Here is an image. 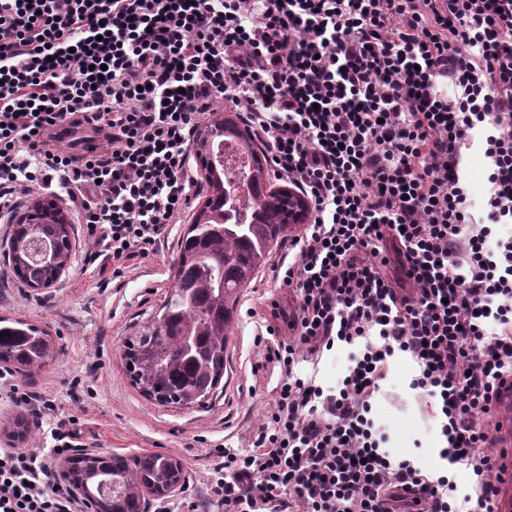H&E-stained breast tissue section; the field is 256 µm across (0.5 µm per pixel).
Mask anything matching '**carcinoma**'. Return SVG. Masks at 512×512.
Segmentation results:
<instances>
[{"label":"carcinoma","instance_id":"obj_1","mask_svg":"<svg viewBox=\"0 0 512 512\" xmlns=\"http://www.w3.org/2000/svg\"><path fill=\"white\" fill-rule=\"evenodd\" d=\"M236 144L247 158L242 195L230 175L213 165L214 150ZM196 162L207 190L195 209L173 262L171 285L156 317L125 338L122 360L132 385L161 405L200 406L224 374V353L240 290L268 264L275 247L299 225L289 222L288 188L273 184L267 155L237 113L214 109L196 130ZM36 223L12 225L8 263L30 288L55 283L71 260V224L55 205ZM0 364L38 369L53 354L45 331L25 320L0 317ZM72 479L98 512H142L145 496L182 480L174 455L86 456L68 460Z\"/></svg>","mask_w":512,"mask_h":512}]
</instances>
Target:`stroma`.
I'll return each instance as SVG.
<instances>
[{"label": "stroma", "mask_w": 512, "mask_h": 512, "mask_svg": "<svg viewBox=\"0 0 512 512\" xmlns=\"http://www.w3.org/2000/svg\"><path fill=\"white\" fill-rule=\"evenodd\" d=\"M190 222L182 216L172 225L154 256L136 260L122 276L99 273L90 261V247L80 227L71 232V263L49 288L33 289L17 281L0 263V316L20 318L43 327L55 344L45 366L26 370L0 365L10 384L36 394L38 405L15 400L0 388V449L48 451L57 420H76L85 453L176 455L184 468L181 487L163 500L148 499L147 512H176L192 500L200 512H215L209 485L219 466V448L247 451L251 434L268 409L280 372H255L264 351L254 342L257 315L268 312L270 300L291 307L295 295L275 287L270 269H262L243 288L229 335L224 377L203 406L164 407L147 399L129 382L121 362L125 336L151 319L170 284V269ZM414 373L406 359L390 366L374 417L386 427L390 449L409 455L425 469L439 461L435 420L424 400L408 387ZM24 416L33 436L17 443L8 430Z\"/></svg>", "instance_id": "obj_1"}]
</instances>
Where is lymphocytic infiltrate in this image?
<instances>
[{
	"label": "lymphocytic infiltrate",
	"instance_id": "1",
	"mask_svg": "<svg viewBox=\"0 0 512 512\" xmlns=\"http://www.w3.org/2000/svg\"><path fill=\"white\" fill-rule=\"evenodd\" d=\"M218 102L311 211L273 266L296 304L271 301L254 336L280 378L249 450L225 452L214 505L494 512L488 421L512 375V0H0V219L47 191L121 276L188 209L192 130ZM73 128L86 135L64 149ZM336 347L350 364L326 388L301 366ZM397 356L439 423L432 471L389 451L372 416ZM48 458L0 454V512H74ZM466 175L473 198L479 202L485 191V166L482 156L475 147L466 154Z\"/></svg>",
	"mask_w": 512,
	"mask_h": 512
}]
</instances>
